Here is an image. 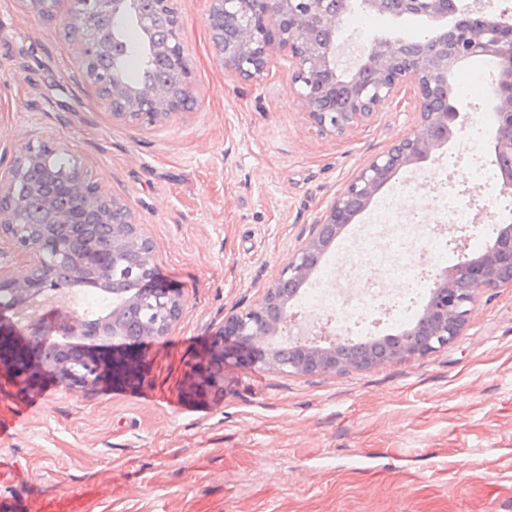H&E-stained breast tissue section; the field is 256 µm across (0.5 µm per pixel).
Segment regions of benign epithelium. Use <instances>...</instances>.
Segmentation results:
<instances>
[{
    "label": "benign epithelium",
    "mask_w": 512,
    "mask_h": 512,
    "mask_svg": "<svg viewBox=\"0 0 512 512\" xmlns=\"http://www.w3.org/2000/svg\"><path fill=\"white\" fill-rule=\"evenodd\" d=\"M20 2L73 38L83 63L82 78L100 93L113 120L147 128L188 113L192 70L180 39L175 0H153L150 10L143 9V0H77L78 7L65 15L60 12L62 0ZM361 5L395 19L421 17L431 26L432 36L424 42L408 41L393 31L377 36L356 67L341 71L337 57L342 16L354 9L355 0H208L205 21L225 70L259 81L272 55L289 59L291 84L320 134L341 137L370 123L379 107L407 84L415 93L418 129L368 160L311 225L309 237L288 260L282 276L256 302L224 318L207 357L186 374L184 387L190 394L217 386L228 360L279 369L280 357L286 355L292 372L310 375L423 357L460 336L479 293L512 285L509 224L478 256L465 255L437 274L417 322L393 341L352 347L337 336L327 347L277 346V336L292 318L290 301L332 240L369 207L385 184L429 160L463 129L465 116L450 103L449 77L476 58L496 62L491 91L496 115L493 165L499 194L512 195V16L484 12L481 0L465 8L456 0H361ZM118 16L137 26L149 62L167 66L171 80L125 78L119 67L120 41L112 30ZM64 151L63 145L45 140L0 154V243L28 259L20 278L6 276L0 266V294L10 298L0 303V310L11 311L15 324L28 335L24 344L0 336V375L9 374L21 391L33 389L47 371L71 388L93 386L106 375L115 382L142 383L141 363L126 353L127 347L168 336L183 314L185 300L154 275L152 246L140 233L135 213L102 194L79 165L69 170L54 165L53 156ZM33 171L38 179L53 180L71 196L86 200L98 221L110 225L112 259L136 253L134 281L139 287L111 282L110 264L97 249L75 252L66 241L49 237V225L76 224L81 218L66 212V199L51 195L42 199L39 216H33L30 197L18 190ZM91 283L112 287V312L101 318L103 335L114 338L105 355L73 342L82 335L80 323L67 324L56 336L41 328L43 302L64 301L79 286Z\"/></svg>",
    "instance_id": "7a95c632"
}]
</instances>
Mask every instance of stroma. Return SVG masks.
Listing matches in <instances>:
<instances>
[{"mask_svg": "<svg viewBox=\"0 0 512 512\" xmlns=\"http://www.w3.org/2000/svg\"><path fill=\"white\" fill-rule=\"evenodd\" d=\"M194 110L142 128L113 121L82 81L75 46L0 0V148L54 137L104 195L128 204L164 284L186 306L141 348L139 386L0 389V512H512V287L479 294L462 333L425 357L347 373L226 362L219 389L190 400L182 382L232 311L276 281L311 224L356 172L413 133L410 88L376 120L319 134L289 64L273 55L246 82L217 60L206 0H177ZM487 149L461 133L447 151L386 185L380 198L422 209L413 264L431 238L445 266L502 226L491 187L470 196ZM443 191L471 212L452 223ZM377 205L346 227L310 281L360 295L396 291L386 248L356 250Z\"/></svg>", "mask_w": 512, "mask_h": 512, "instance_id": "stroma-1", "label": "stroma"}]
</instances>
